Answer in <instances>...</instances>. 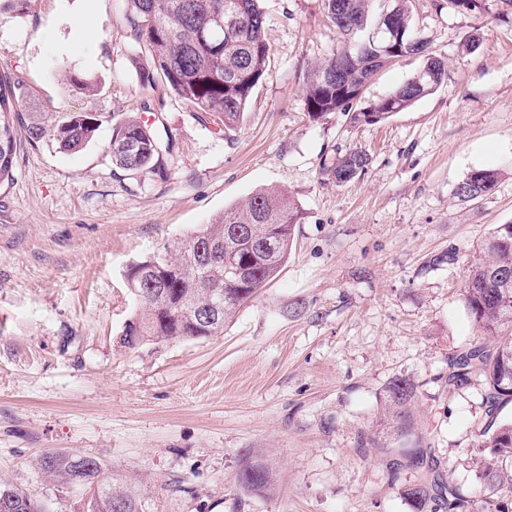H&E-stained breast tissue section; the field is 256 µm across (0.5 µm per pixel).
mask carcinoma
<instances>
[{"label":"carcinoma","mask_w":512,"mask_h":512,"mask_svg":"<svg viewBox=\"0 0 512 512\" xmlns=\"http://www.w3.org/2000/svg\"><path fill=\"white\" fill-rule=\"evenodd\" d=\"M326 2L328 17L344 46L306 76L305 107L312 120L343 112L350 115L352 124H376L433 93L442 83L445 64L429 53L427 40L412 27L409 0H387L388 10L403 22L395 54L378 42L362 46L365 32L351 30L358 21L372 25V0ZM126 4L130 35L151 54L154 64V70L144 72L143 80L150 83L159 75L179 100L206 118L219 119L225 130H234L267 71L263 0H126ZM408 55L424 57V74L419 80L409 78L377 101L348 97V91ZM354 107L358 111H352ZM99 127V117L89 113L56 116L37 111L24 82L0 73V186L12 180L22 141L45 140L62 152H77ZM20 129L25 135L18 134ZM108 152L113 164L132 175H142L162 171L160 157L170 152V146L131 116L113 128ZM369 164L366 153L353 150L337 156L324 172L343 184L361 176ZM496 184L497 172L490 169H475L461 182L463 189L473 190L481 198ZM299 223L298 204L286 192L266 188L187 235L177 257L158 252L131 265L127 279L135 288L157 281L166 298L163 303L149 296L137 299L140 312L130 330L123 331L120 345L134 349L148 343L216 335L234 309L281 273ZM198 241L210 244L212 251L196 254ZM463 294L467 310L486 340L450 357L448 393L472 378L484 389L488 422L472 449L476 489L468 495L445 484L423 449L402 448V457L415 471L402 490L414 512H423L438 497L444 512H512V417L497 420L500 403L512 401V223L497 225L484 240L479 256L468 265ZM190 309L209 310L214 321L201 329L186 315ZM415 391L408 378L390 382L388 397L396 414L402 413ZM36 466L62 486L92 491L87 512H114V504L121 505V512H139L132 495L112 488L96 457L48 451ZM236 479L256 495L269 494L275 485L269 468L248 454ZM0 512L44 509L26 490L0 483Z\"/></svg>","instance_id":"obj_1"}]
</instances>
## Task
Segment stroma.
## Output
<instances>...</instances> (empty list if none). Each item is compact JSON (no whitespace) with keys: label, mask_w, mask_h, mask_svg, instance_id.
Returning a JSON list of instances; mask_svg holds the SVG:
<instances>
[{"label":"stroma","mask_w":512,"mask_h":512,"mask_svg":"<svg viewBox=\"0 0 512 512\" xmlns=\"http://www.w3.org/2000/svg\"><path fill=\"white\" fill-rule=\"evenodd\" d=\"M459 11L410 0L414 28L443 59L431 95L390 119L310 121V68L341 37L325 0H263L266 75L226 133L141 80L152 60L130 35L125 0H0V72L19 75L49 112L100 116L83 150L24 145L0 188V482L47 512H86L85 489L46 478L54 449L95 456L140 512H411L405 443L431 449L463 492L481 430L482 388L449 394L448 359L480 338L462 295L466 267L512 222V0ZM471 52H463L468 40ZM399 58L364 91L375 101L413 77ZM75 73L96 82L73 90ZM131 116L169 139L160 174L130 176L107 152ZM359 150L371 163L339 184L323 172ZM474 169L499 174L464 202ZM278 188L304 213L280 275L201 340L121 347L136 305L125 273L256 190ZM455 251L454 264L441 255ZM410 378L411 433L387 386ZM275 488L236 481L244 454Z\"/></svg>","instance_id":"1"}]
</instances>
